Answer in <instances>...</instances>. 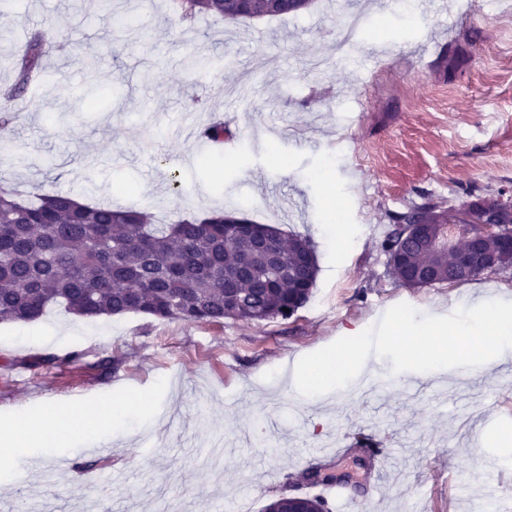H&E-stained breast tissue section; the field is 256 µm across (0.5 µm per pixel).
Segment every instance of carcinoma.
<instances>
[{
  "label": "carcinoma",
  "mask_w": 512,
  "mask_h": 512,
  "mask_svg": "<svg viewBox=\"0 0 512 512\" xmlns=\"http://www.w3.org/2000/svg\"><path fill=\"white\" fill-rule=\"evenodd\" d=\"M182 19L209 14L224 21L278 18L299 13L308 0H170ZM51 42L26 35L16 59L14 83L0 94V133L17 119L13 101L42 83L43 58ZM228 128L213 120L200 132L221 144ZM381 248L402 286L448 282L455 257L437 259L404 225ZM318 273L312 243L285 234L243 213L180 216L156 224L148 213L73 200L54 189L21 199L0 185V323H29L53 306L84 318L137 313L160 320L221 323L293 316L312 296Z\"/></svg>",
  "instance_id": "1"
}]
</instances>
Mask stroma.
Listing matches in <instances>:
<instances>
[{"instance_id": "35a3bbf8", "label": "stroma", "mask_w": 512, "mask_h": 512, "mask_svg": "<svg viewBox=\"0 0 512 512\" xmlns=\"http://www.w3.org/2000/svg\"><path fill=\"white\" fill-rule=\"evenodd\" d=\"M314 0L288 18L183 22L169 0H0V32L53 31L49 89L15 103L0 146V183L21 193L60 187L88 203L183 212L246 211L306 235L319 272L292 317L254 323L78 320L63 307L31 333L77 322L83 335L34 346L0 324V445L18 419L137 396L104 442V471L43 448L0 483V512L41 500L52 512H264L299 487L318 456L367 512H512V351L491 366L420 374L417 390L300 395L289 369L407 303L448 315L471 294L512 302V268L462 284L406 288L380 243L393 215L424 199L453 205L467 189L512 192V0ZM133 18L119 32L110 15ZM366 18L353 51L338 33ZM214 117L231 146L198 140ZM78 354L66 362L68 354ZM63 357L32 369L34 358ZM372 436L384 457L359 447ZM50 462L51 476L33 470Z\"/></svg>"}]
</instances>
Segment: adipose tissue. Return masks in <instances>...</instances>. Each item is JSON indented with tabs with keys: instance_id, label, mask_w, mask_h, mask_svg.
I'll use <instances>...</instances> for the list:
<instances>
[{
	"instance_id": "adipose-tissue-1",
	"label": "adipose tissue",
	"mask_w": 512,
	"mask_h": 512,
	"mask_svg": "<svg viewBox=\"0 0 512 512\" xmlns=\"http://www.w3.org/2000/svg\"><path fill=\"white\" fill-rule=\"evenodd\" d=\"M137 404V399L130 398L121 406L104 405L92 411L77 407L51 413L52 432L47 436L36 434L23 423H15L9 448L0 451V479L9 476L16 459L34 443L59 449L71 456L79 455L81 442L100 439L102 429L117 422L122 409L133 408Z\"/></svg>"
}]
</instances>
